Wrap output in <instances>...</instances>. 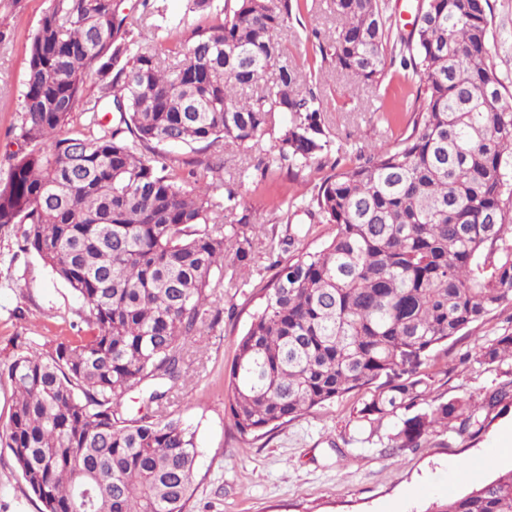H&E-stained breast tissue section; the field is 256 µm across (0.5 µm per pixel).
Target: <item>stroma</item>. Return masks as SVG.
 Segmentation results:
<instances>
[{"instance_id":"stroma-1","label":"stroma","mask_w":512,"mask_h":512,"mask_svg":"<svg viewBox=\"0 0 512 512\" xmlns=\"http://www.w3.org/2000/svg\"><path fill=\"white\" fill-rule=\"evenodd\" d=\"M489 4L490 41L506 100L512 105V0H489ZM48 5L49 0H0V178L6 176L10 156L21 145L27 46ZM331 5L332 0H307L293 10L282 34L289 61L300 65L311 56L308 39L313 31L335 33L340 21ZM121 7L136 18L135 38L143 46L153 44L156 27L186 41L196 25L216 21L214 15L189 11L187 0H150L146 8L140 0H122ZM387 70L380 86L366 87L354 84L334 65L324 64L317 79L330 125L331 158L345 161L361 149L394 145L401 128L386 126L380 114L386 109L406 111L412 97L398 58L388 59ZM160 152L185 174L199 163L223 161V179L238 190L241 207L252 223L280 235L290 225L307 227L296 249L318 250L332 235L331 225L310 224L305 212L287 219L278 209L280 202L292 197L310 200L318 190L319 175L295 180L283 172L259 186L245 178L246 168L257 159L277 158L271 138H264L259 149L249 153L229 140L203 152L169 146ZM19 238L18 225L0 226V363L8 362L15 338L42 342L64 335L61 316H75L81 307L72 289L38 256L21 251ZM275 274L265 252L256 251L241 273L246 291H229L219 299L222 320L193 344L186 382L171 399L175 416L195 428L200 448L190 512H426L433 502L461 493L467 484L512 468V457L493 467L483 459L504 424L512 423V408L473 437L443 431L423 448L396 454L387 446L395 419L368 434L354 417L361 399L357 392L268 434L239 436L225 413V383L237 341ZM510 332L512 303H506L434 350L426 365L434 393L478 399L487 387L511 382L512 367L488 369L476 360L482 346ZM461 467L468 475L466 482H449V469ZM0 512H40L9 449L1 447Z\"/></svg>"}]
</instances>
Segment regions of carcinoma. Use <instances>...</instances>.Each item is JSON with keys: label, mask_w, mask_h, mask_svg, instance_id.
<instances>
[{"label": "carcinoma", "mask_w": 512, "mask_h": 512, "mask_svg": "<svg viewBox=\"0 0 512 512\" xmlns=\"http://www.w3.org/2000/svg\"><path fill=\"white\" fill-rule=\"evenodd\" d=\"M336 35L314 52L367 86L387 76L384 0H332ZM121 0H49L27 48L20 137L0 180V225L22 226L35 253L82 299L69 335L21 342L0 380L13 391L0 445L41 512H189L196 432L166 414L196 337L219 322L216 291L233 287L264 225L209 164L188 186L146 151L156 144L250 149L275 136L279 164L253 184L314 165L307 208L334 234L281 264L295 235L266 238L278 267L237 343L229 422L264 435L352 391L374 433L396 418L392 447L422 448L437 428L469 435L512 400L432 395V350L512 302V107L490 46L488 0H420L401 66L416 87L395 146L328 164L330 131L279 33L293 0H224L223 20L166 50L136 46ZM176 63H166V57ZM272 85L254 91L269 72ZM105 80L83 99L85 77ZM112 113V134L60 138L76 104ZM235 217L224 233L222 221ZM477 361L512 363V333ZM136 391V412L124 406ZM426 512H512V469Z\"/></svg>", "instance_id": "1"}]
</instances>
